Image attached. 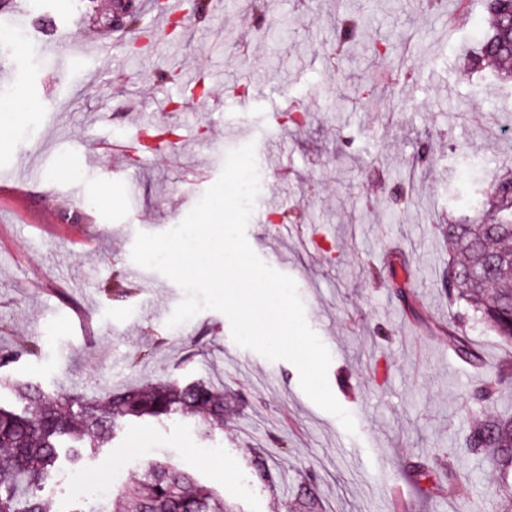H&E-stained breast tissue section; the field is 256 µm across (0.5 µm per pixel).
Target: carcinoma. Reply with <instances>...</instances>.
I'll list each match as a JSON object with an SVG mask.
<instances>
[{
  "mask_svg": "<svg viewBox=\"0 0 512 512\" xmlns=\"http://www.w3.org/2000/svg\"><path fill=\"white\" fill-rule=\"evenodd\" d=\"M122 26L146 34L144 15L136 7L116 5ZM512 0L496 7L483 2L482 22L476 27L474 47L466 53L470 70L481 72L497 65L495 78L512 84V32L505 17ZM498 191L479 185L456 189L463 205L459 216L446 224L448 295L464 302L474 316L506 345L512 354V173L496 178ZM37 347L22 343L0 352V389L9 390L14 403L0 404V512H51L42 495L56 471L64 441L72 453L103 448L124 423L152 417L163 423L176 416H199L207 429L224 423V390L203 380L181 384L167 381L131 386L104 396H86L14 376L8 368ZM512 371L506 358L489 377L484 398H490L503 377ZM481 454L498 467L499 476H512V417L477 415L463 438V451L448 464V479H456L465 456ZM412 474L419 484L437 478L433 465L417 462ZM113 503L123 512H224V500L202 486L189 472L165 463H149L118 490ZM296 512H321L313 488L305 486Z\"/></svg>",
  "mask_w": 512,
  "mask_h": 512,
  "instance_id": "cac0c4a2",
  "label": "carcinoma"
}]
</instances>
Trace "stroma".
Wrapping results in <instances>:
<instances>
[{"mask_svg":"<svg viewBox=\"0 0 512 512\" xmlns=\"http://www.w3.org/2000/svg\"><path fill=\"white\" fill-rule=\"evenodd\" d=\"M40 3L59 49L74 38L114 47L64 80L54 56L34 60L24 43L0 59V101L21 88L38 103L0 140V169L40 176L35 196L0 198V348L36 341L38 354L12 372L49 389L205 377L224 388L223 428L129 422L99 453L61 461L76 483L52 481L46 496L63 504L114 490L166 458L222 495L227 512H291L310 473L324 512H393L398 501L403 512H498L507 489L484 457L466 460L462 484L444 478L429 491L411 473L415 462L447 459L474 415H512V382L481 397L506 353L449 298L442 238L457 181L484 185L512 170V85L463 64L482 0H271L262 16L220 0L206 22L184 16L175 38L150 11L145 55L126 53L107 28L113 0ZM344 14L360 26L340 57ZM172 64L208 97L161 109L171 88L159 74ZM257 86L264 95L238 108L237 90ZM151 120L178 126L175 148L99 155L100 141L136 136ZM250 142L260 194L247 239L295 280L355 433L304 394L292 363L238 346L224 314L168 326L181 288L153 270L133 273L137 232L178 225L227 153ZM116 279L135 295L111 293ZM452 333L479 364L457 357ZM159 336L168 344L156 347Z\"/></svg>","mask_w":512,"mask_h":512,"instance_id":"obj_1","label":"stroma"}]
</instances>
